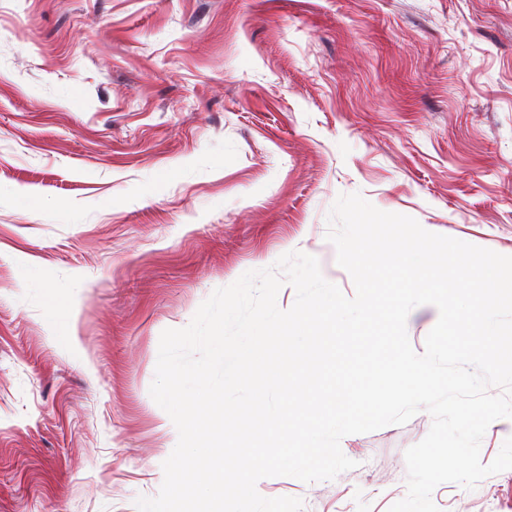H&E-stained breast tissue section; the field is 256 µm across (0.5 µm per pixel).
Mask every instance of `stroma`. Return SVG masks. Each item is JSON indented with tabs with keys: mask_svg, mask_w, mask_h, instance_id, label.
Returning a JSON list of instances; mask_svg holds the SVG:
<instances>
[{
	"mask_svg": "<svg viewBox=\"0 0 512 512\" xmlns=\"http://www.w3.org/2000/svg\"><path fill=\"white\" fill-rule=\"evenodd\" d=\"M355 192L512 256V0H0V512L156 496L162 332L293 251L353 296L326 233ZM431 423L257 490L388 512ZM432 500L512 512V470Z\"/></svg>",
	"mask_w": 512,
	"mask_h": 512,
	"instance_id": "35a3bbf8",
	"label": "stroma"
}]
</instances>
